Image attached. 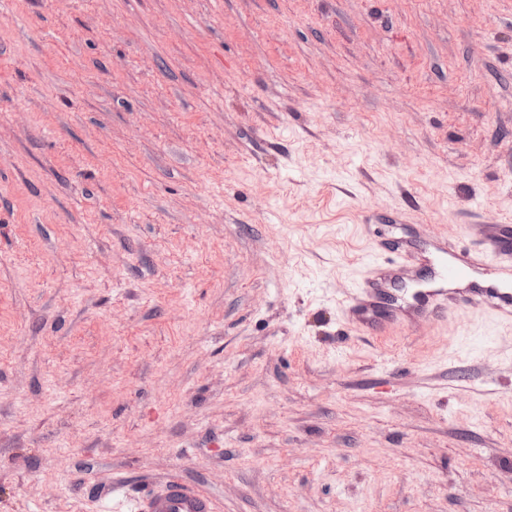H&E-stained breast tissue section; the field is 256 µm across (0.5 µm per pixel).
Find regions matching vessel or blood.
I'll list each match as a JSON object with an SVG mask.
<instances>
[{
	"mask_svg": "<svg viewBox=\"0 0 512 512\" xmlns=\"http://www.w3.org/2000/svg\"><path fill=\"white\" fill-rule=\"evenodd\" d=\"M375 254L376 261L339 301L342 320L355 332H410L447 323L455 314L512 326L511 224L483 226L469 248L429 231L416 243L376 242ZM112 512H219V507L205 491L172 478L134 498L113 485Z\"/></svg>",
	"mask_w": 512,
	"mask_h": 512,
	"instance_id": "b4317fda",
	"label": "vessel or blood"
}]
</instances>
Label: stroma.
Returning <instances> with one entry per match:
<instances>
[{
    "instance_id": "35a3bbf8",
    "label": "stroma",
    "mask_w": 512,
    "mask_h": 512,
    "mask_svg": "<svg viewBox=\"0 0 512 512\" xmlns=\"http://www.w3.org/2000/svg\"><path fill=\"white\" fill-rule=\"evenodd\" d=\"M398 224L512 225V0H0V512H512V329L339 322ZM105 512H219L216 501L205 491L172 478L157 489L130 498L123 486L112 484V508Z\"/></svg>"
}]
</instances>
